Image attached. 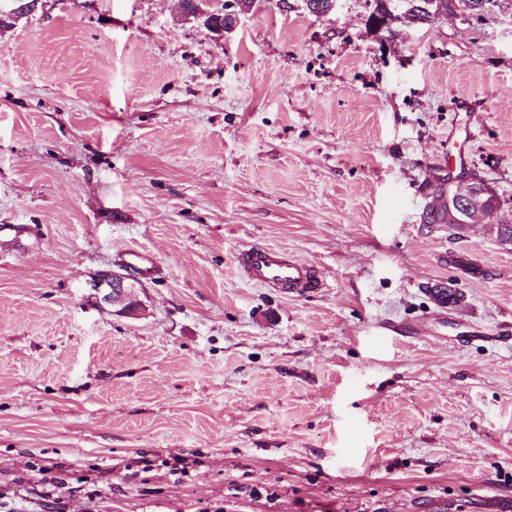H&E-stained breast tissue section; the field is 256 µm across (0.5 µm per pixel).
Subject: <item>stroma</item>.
<instances>
[{"mask_svg":"<svg viewBox=\"0 0 512 512\" xmlns=\"http://www.w3.org/2000/svg\"><path fill=\"white\" fill-rule=\"evenodd\" d=\"M290 2L0 30V512H512V0ZM452 175L500 201L460 237L428 217ZM249 244L324 288L253 284ZM130 248L124 316L89 282ZM182 3L183 12L187 19H198L205 17L204 24L216 33H224V31L232 30L238 18L237 11L224 12V16H226L227 19H225L223 22V15H220L219 19L217 20L216 17L218 14L216 12L204 9L202 4L197 1L189 2L185 0Z\"/></svg>","mask_w":512,"mask_h":512,"instance_id":"stroma-1","label":"stroma"}]
</instances>
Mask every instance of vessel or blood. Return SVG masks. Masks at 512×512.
<instances>
[{"instance_id":"1","label":"vessel or blood","mask_w":512,"mask_h":512,"mask_svg":"<svg viewBox=\"0 0 512 512\" xmlns=\"http://www.w3.org/2000/svg\"><path fill=\"white\" fill-rule=\"evenodd\" d=\"M237 263L245 277L265 288L305 294L321 285L310 266L286 251L268 246L254 245L242 250Z\"/></svg>"}]
</instances>
